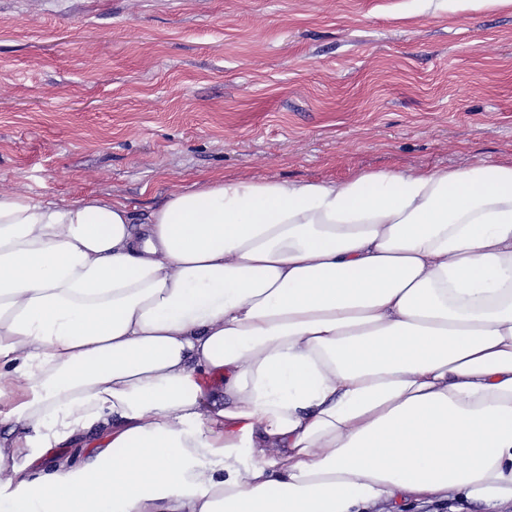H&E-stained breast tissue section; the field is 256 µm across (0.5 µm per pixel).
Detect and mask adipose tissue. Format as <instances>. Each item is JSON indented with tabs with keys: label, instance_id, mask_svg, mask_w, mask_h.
Here are the masks:
<instances>
[{
	"label": "adipose tissue",
	"instance_id": "obj_1",
	"mask_svg": "<svg viewBox=\"0 0 512 512\" xmlns=\"http://www.w3.org/2000/svg\"><path fill=\"white\" fill-rule=\"evenodd\" d=\"M133 211L0 191V512L512 501V163Z\"/></svg>",
	"mask_w": 512,
	"mask_h": 512
}]
</instances>
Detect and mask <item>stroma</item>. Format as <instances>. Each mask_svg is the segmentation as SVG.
<instances>
[{
	"instance_id": "35a3bbf8",
	"label": "stroma",
	"mask_w": 512,
	"mask_h": 512,
	"mask_svg": "<svg viewBox=\"0 0 512 512\" xmlns=\"http://www.w3.org/2000/svg\"><path fill=\"white\" fill-rule=\"evenodd\" d=\"M512 161L498 0H0V190L138 218L201 174Z\"/></svg>"
}]
</instances>
